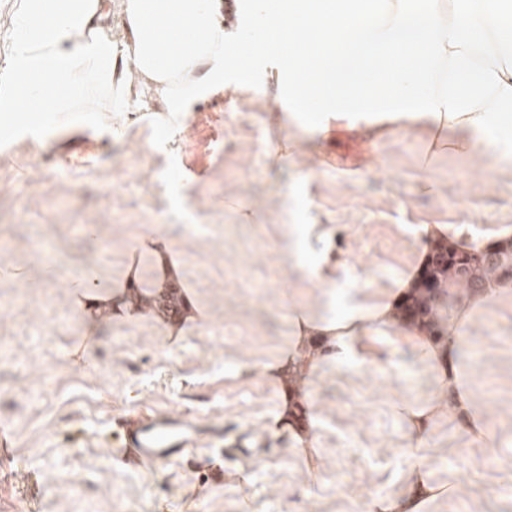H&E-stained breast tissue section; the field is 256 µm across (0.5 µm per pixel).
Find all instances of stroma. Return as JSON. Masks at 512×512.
I'll use <instances>...</instances> for the list:
<instances>
[{"mask_svg":"<svg viewBox=\"0 0 512 512\" xmlns=\"http://www.w3.org/2000/svg\"><path fill=\"white\" fill-rule=\"evenodd\" d=\"M252 88L200 91L159 130L157 96L129 111L69 112L52 129L0 141V423L13 430L10 494L0 512H363L405 488L412 453L438 496L428 512H512V309L493 307L463 352L493 411L491 445L448 415L412 450L403 406L435 396L416 352L368 339L357 366L311 378L309 472L275 421L287 380L263 367L291 335V308L317 294L283 251L286 224H333L348 287L376 294L420 266L424 224L476 232L512 225V165L486 176L478 157L432 146L419 128L368 134L341 121L276 155L284 89L255 68ZM181 253L182 283L207 325L170 344L154 321L104 315L86 335L66 281L96 267L120 278L143 225ZM156 410L260 442L233 462L198 451L155 470L112 461V418Z\"/></svg>","mask_w":512,"mask_h":512,"instance_id":"1","label":"stroma"}]
</instances>
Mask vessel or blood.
Instances as JSON below:
<instances>
[{"mask_svg": "<svg viewBox=\"0 0 512 512\" xmlns=\"http://www.w3.org/2000/svg\"><path fill=\"white\" fill-rule=\"evenodd\" d=\"M201 434L192 420L153 411L119 419L112 429V447L130 466L166 465L194 456Z\"/></svg>", "mask_w": 512, "mask_h": 512, "instance_id": "1", "label": "vessel or blood"}]
</instances>
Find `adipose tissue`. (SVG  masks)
Returning <instances> with one entry per match:
<instances>
[{
	"instance_id": "1",
	"label": "adipose tissue",
	"mask_w": 512,
	"mask_h": 512,
	"mask_svg": "<svg viewBox=\"0 0 512 512\" xmlns=\"http://www.w3.org/2000/svg\"><path fill=\"white\" fill-rule=\"evenodd\" d=\"M221 0H15L12 36L0 53V112L4 130L34 129L61 112H123L139 88L154 89L166 110L190 111L201 87L235 72L246 50L252 65L272 68L288 89L293 113H306L311 131L332 121L365 122L375 131L419 126L447 133L448 145L478 154L484 171L512 160V0H245L254 19L279 24L274 42L228 29ZM305 36L307 47L297 45ZM192 48H185V41ZM332 224H290L284 232L288 262L306 269L319 289V308H294L287 348L270 364L271 377L298 384L320 370L324 356L344 363L366 358L371 334L418 351L433 375L437 398L407 407L409 438L422 445L435 417L451 412L474 438L490 436L489 412L473 389L462 347L487 306L512 303L511 288L464 295L441 343L399 322L395 313L412 279L371 298L340 289L343 263L332 249ZM120 280L101 286L88 268L70 283L72 305L86 332L102 309L143 320L149 308L130 302L141 282L138 256L150 259V285L164 291L182 263L145 226ZM437 491L422 458L408 463L406 490L372 498L366 512H425Z\"/></svg>"
}]
</instances>
